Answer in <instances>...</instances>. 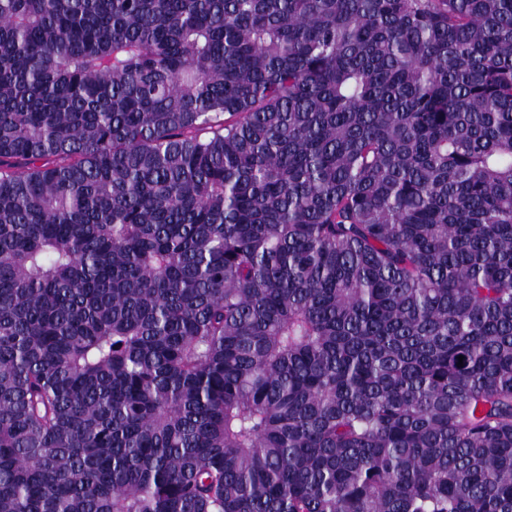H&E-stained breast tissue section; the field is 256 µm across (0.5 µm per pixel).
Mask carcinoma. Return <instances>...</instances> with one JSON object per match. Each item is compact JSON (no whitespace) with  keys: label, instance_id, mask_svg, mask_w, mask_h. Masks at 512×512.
I'll list each match as a JSON object with an SVG mask.
<instances>
[{"label":"carcinoma","instance_id":"obj_1","mask_svg":"<svg viewBox=\"0 0 512 512\" xmlns=\"http://www.w3.org/2000/svg\"><path fill=\"white\" fill-rule=\"evenodd\" d=\"M0 512H512V0H0Z\"/></svg>","mask_w":512,"mask_h":512}]
</instances>
